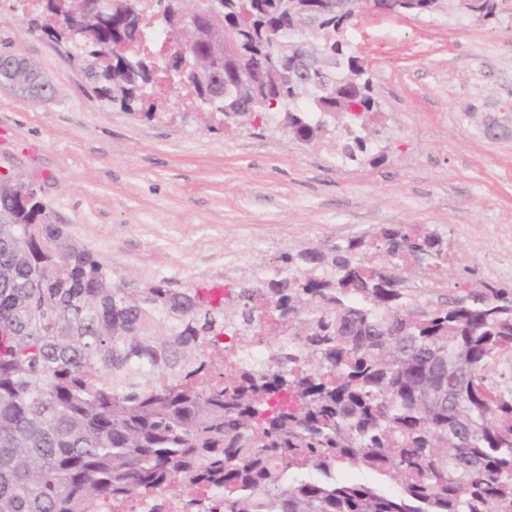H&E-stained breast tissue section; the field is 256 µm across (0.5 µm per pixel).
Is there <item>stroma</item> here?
<instances>
[{"mask_svg": "<svg viewBox=\"0 0 512 512\" xmlns=\"http://www.w3.org/2000/svg\"><path fill=\"white\" fill-rule=\"evenodd\" d=\"M346 41L382 112L376 165H343L275 121L223 128L174 88L169 118L104 106L63 47L0 0V52L56 89L39 102L0 88V173L33 183L54 222L129 287L243 282L284 251L425 224L453 260L441 288L426 268L409 274L421 300L464 295L496 266L512 289V0L481 23L369 16Z\"/></svg>", "mask_w": 512, "mask_h": 512, "instance_id": "stroma-1", "label": "stroma"}]
</instances>
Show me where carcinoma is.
I'll use <instances>...</instances> for the list:
<instances>
[{
  "label": "carcinoma",
  "mask_w": 512,
  "mask_h": 512,
  "mask_svg": "<svg viewBox=\"0 0 512 512\" xmlns=\"http://www.w3.org/2000/svg\"><path fill=\"white\" fill-rule=\"evenodd\" d=\"M64 45L111 105L156 119L168 70L142 65L147 24L131 0H66ZM174 0L158 24L194 50L188 106L230 128L271 113L302 144L367 161L378 107L345 17L324 0ZM464 9L496 16L497 0ZM83 22L68 24L73 14ZM315 19L294 29L293 18ZM311 40L305 73L275 59ZM325 81L332 95L293 100ZM29 100L52 87L36 65H0ZM448 265L420 224L284 252L252 284L118 285L29 182L0 175V512H102L138 495L151 512H512V398L488 369L512 352V291L481 281L422 304L412 258ZM271 341L259 364L252 346ZM398 482L336 479V465Z\"/></svg>",
  "instance_id": "1"
}]
</instances>
